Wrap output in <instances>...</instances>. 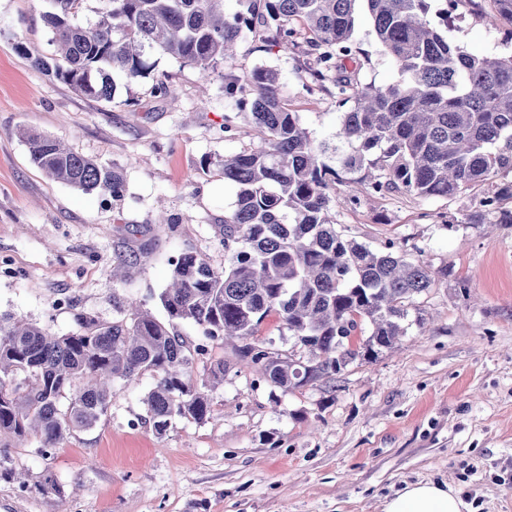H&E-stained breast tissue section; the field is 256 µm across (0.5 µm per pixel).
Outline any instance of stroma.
I'll list each match as a JSON object with an SVG mask.
<instances>
[{"instance_id": "1", "label": "stroma", "mask_w": 512, "mask_h": 512, "mask_svg": "<svg viewBox=\"0 0 512 512\" xmlns=\"http://www.w3.org/2000/svg\"><path fill=\"white\" fill-rule=\"evenodd\" d=\"M49 8L48 0H0V264L13 269L0 278V314L59 336L78 332L80 314L128 321L134 301L165 319L159 296L173 258L196 252L224 265V215L236 191L223 160L258 132L241 120L225 137L221 83L159 52L138 81L116 78L111 101L77 93L33 64L53 52L42 19ZM488 9V0H466L449 40L477 55L507 53L483 20ZM370 29L358 14L355 38L370 56L360 79L385 84L397 72ZM259 67L278 72L312 137H333V98L308 95L291 54L243 33L238 71ZM160 82L173 93L154 95ZM26 132L117 165L122 197L47 177ZM470 203L394 196L355 213L337 209V223L358 241L417 246L432 267L470 283L467 298L451 285L418 298L407 336L376 361L350 364L335 387L285 394L239 363L232 346L211 342L207 359L225 370L210 392V419H178L157 435L143 422L151 376L115 382L107 413L50 458L35 440L12 451L32 480L52 472L64 497L0 476V512H383L387 498L418 482L448 485L469 512H512V224L446 228ZM161 215L170 227H158Z\"/></svg>"}]
</instances>
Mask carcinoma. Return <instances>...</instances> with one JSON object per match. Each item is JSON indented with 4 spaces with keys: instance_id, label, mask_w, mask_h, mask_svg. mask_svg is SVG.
<instances>
[{
    "instance_id": "carcinoma-1",
    "label": "carcinoma",
    "mask_w": 512,
    "mask_h": 512,
    "mask_svg": "<svg viewBox=\"0 0 512 512\" xmlns=\"http://www.w3.org/2000/svg\"><path fill=\"white\" fill-rule=\"evenodd\" d=\"M49 2L42 18L55 54L36 58L37 68L109 101L114 75L137 80L161 51L221 80L224 132L241 116L260 143L224 156V181L236 188L224 215V268L198 253L176 257L160 296L167 320L136 313L128 324H103L79 316L81 331L55 336L0 318V474L12 472L7 441L17 448L33 436L50 457L67 435L98 422L118 380L153 377L145 420L158 435L176 419L206 421L213 412L206 388L224 381V363L197 382L206 346L181 336V322L209 341L240 340L237 356L284 392L334 381L392 348L407 334L416 299L448 283V268L435 270L392 241L382 250L358 242L336 223L338 207L469 191L473 206L453 223L512 224V53L476 55L448 40L442 28L463 0H443L435 12L434 0H236L233 12L224 0H102L92 19L80 18L86 0ZM359 2L379 54L397 70L390 83L359 79L369 61L354 38ZM489 3L493 20L512 25V0ZM246 29L265 48L296 55L308 94L336 98L343 112L334 138L311 137L274 70L235 72L230 61ZM26 143L48 177L123 194L118 168L47 136L30 134ZM344 183L360 192L337 195ZM271 316L294 339L287 354L250 341Z\"/></svg>"
}]
</instances>
